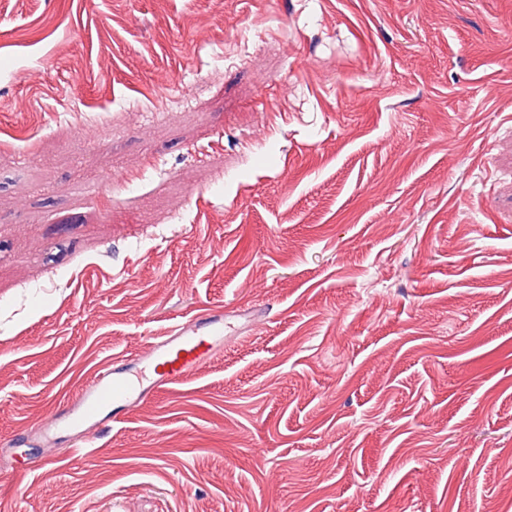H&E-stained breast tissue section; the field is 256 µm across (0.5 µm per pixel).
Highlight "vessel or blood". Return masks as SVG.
I'll list each match as a JSON object with an SVG mask.
<instances>
[{
  "instance_id": "1",
  "label": "vessel or blood",
  "mask_w": 512,
  "mask_h": 512,
  "mask_svg": "<svg viewBox=\"0 0 512 512\" xmlns=\"http://www.w3.org/2000/svg\"><path fill=\"white\" fill-rule=\"evenodd\" d=\"M223 345V313H196L170 327L140 352L79 384L66 404L28 439L40 448L41 462H49L61 438L75 444L122 423L136 407L211 361Z\"/></svg>"
}]
</instances>
